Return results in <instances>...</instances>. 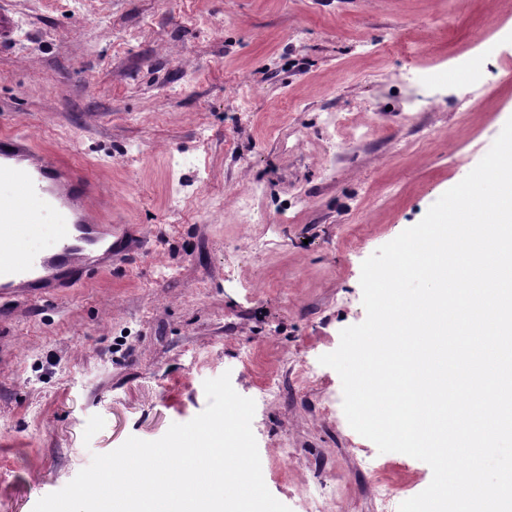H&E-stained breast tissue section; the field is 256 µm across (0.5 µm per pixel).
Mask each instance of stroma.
Here are the masks:
<instances>
[{
    "instance_id": "35a3bbf8",
    "label": "stroma",
    "mask_w": 512,
    "mask_h": 512,
    "mask_svg": "<svg viewBox=\"0 0 512 512\" xmlns=\"http://www.w3.org/2000/svg\"><path fill=\"white\" fill-rule=\"evenodd\" d=\"M0 2L18 21L0 127L85 168L148 241L67 297L0 299V512L189 422L226 372L251 399L281 382L252 430L291 512H375L377 474L421 493L427 463L329 413L342 384L319 358L366 318L363 261L512 118V0ZM335 111L357 127L334 135ZM257 184L266 221L241 223Z\"/></svg>"
}]
</instances>
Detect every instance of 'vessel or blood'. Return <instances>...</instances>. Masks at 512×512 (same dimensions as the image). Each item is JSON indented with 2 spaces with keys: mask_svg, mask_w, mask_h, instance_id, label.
<instances>
[{
  "mask_svg": "<svg viewBox=\"0 0 512 512\" xmlns=\"http://www.w3.org/2000/svg\"><path fill=\"white\" fill-rule=\"evenodd\" d=\"M0 298L47 300L127 259L143 248L135 226L107 223L94 204L97 185L77 166L36 148L32 138L0 134ZM56 241L46 250L30 249V240L58 211Z\"/></svg>",
  "mask_w": 512,
  "mask_h": 512,
  "instance_id": "b4317fda",
  "label": "vessel or blood"
}]
</instances>
